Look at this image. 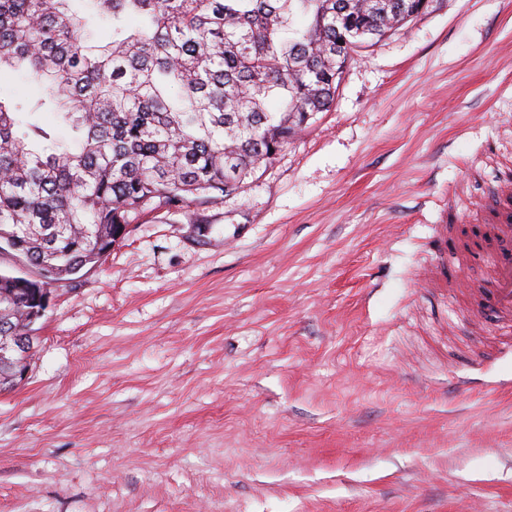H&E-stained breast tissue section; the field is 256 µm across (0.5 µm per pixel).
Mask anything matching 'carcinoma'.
I'll list each match as a JSON object with an SVG mask.
<instances>
[{"label":"carcinoma","mask_w":512,"mask_h":512,"mask_svg":"<svg viewBox=\"0 0 512 512\" xmlns=\"http://www.w3.org/2000/svg\"><path fill=\"white\" fill-rule=\"evenodd\" d=\"M70 0H0V70L45 89L74 144L0 99V233L37 270L0 275V337L49 282L71 279L156 200L240 192L332 105L345 60L414 19L422 0H93L96 45Z\"/></svg>","instance_id":"cac0c4a2"}]
</instances>
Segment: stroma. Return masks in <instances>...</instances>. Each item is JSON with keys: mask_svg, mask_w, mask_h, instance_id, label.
Instances as JSON below:
<instances>
[{"mask_svg": "<svg viewBox=\"0 0 512 512\" xmlns=\"http://www.w3.org/2000/svg\"><path fill=\"white\" fill-rule=\"evenodd\" d=\"M509 170L512 0H433L240 193L55 286L0 512H512V353L450 286Z\"/></svg>", "mask_w": 512, "mask_h": 512, "instance_id": "stroma-1", "label": "stroma"}]
</instances>
